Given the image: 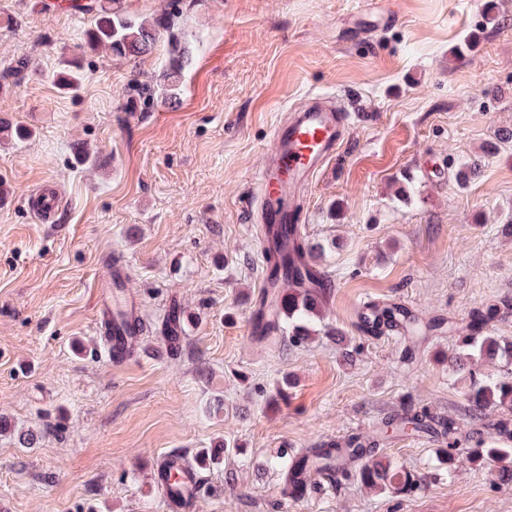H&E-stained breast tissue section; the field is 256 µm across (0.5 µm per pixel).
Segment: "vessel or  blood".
I'll return each instance as SVG.
<instances>
[{
  "instance_id": "obj_1",
  "label": "vessel or blood",
  "mask_w": 512,
  "mask_h": 512,
  "mask_svg": "<svg viewBox=\"0 0 512 512\" xmlns=\"http://www.w3.org/2000/svg\"><path fill=\"white\" fill-rule=\"evenodd\" d=\"M346 113L335 107L317 103L298 113L287 124L278 126L274 134L276 154L273 162L259 178L262 225L294 223L300 196L309 186L320 162L328 159L342 142ZM62 209L61 198L53 183H45L29 197L33 219L41 224L52 221ZM109 290L96 301V324L100 330H111L108 344L116 360H123L137 344L141 334L136 299L125 292L130 274L125 264L109 268ZM123 304L127 321L112 325L116 304ZM172 458H163L156 480L172 512H190L199 491L200 476L191 465H183L180 480H171L168 469Z\"/></svg>"
}]
</instances>
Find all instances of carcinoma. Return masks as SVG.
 <instances>
[{"label":"carcinoma","instance_id":"cac0c4a2","mask_svg":"<svg viewBox=\"0 0 512 512\" xmlns=\"http://www.w3.org/2000/svg\"><path fill=\"white\" fill-rule=\"evenodd\" d=\"M103 8L92 3L84 6L94 14V24L86 32L85 46L91 51H105L114 56L136 59L151 52L156 42V29L147 21L128 17L119 3ZM177 52L176 65L162 72L157 89L165 100L178 99L180 71L191 63L189 52L174 47ZM55 81L60 89L77 92L84 81L80 66L65 61L56 72ZM296 227L288 225V253L282 254L266 249L263 253L265 279L273 292L262 293L256 316L257 341L278 344L283 338L295 346L313 334L337 335L336 329L324 323L329 290L322 272L314 259L322 250L306 242L304 237L294 238ZM499 308L495 305L476 308L470 315L466 334L462 337L458 351L448 362L467 372L469 379L467 401L471 417L475 421L483 418L491 407L512 410V375H494L477 368L478 361L503 360L512 364V341L505 342L494 335L493 322ZM400 326L403 333L412 339L420 338L432 326L423 325L413 315L396 305H385L360 319L361 330L368 335H382ZM427 434L441 440L439 453L448 470H453L459 458L460 448L466 447V459L478 466H497L498 480L512 483V419L503 417L493 427V432L481 430L463 434L453 418L441 419L427 409H409L403 414L382 423L376 439L368 442L363 436L351 433L341 440L332 441L322 448H311L304 453L282 452L270 465L281 472L285 492H305L308 484L298 479L309 471L327 477L331 483L339 479L353 480L380 493L390 491L413 493L420 489L422 477L412 470L394 464L382 456L375 457L354 468L352 463L371 454L377 446V438L392 435ZM224 448H203L195 457L197 468L204 470L222 463Z\"/></svg>","mask_w":512,"mask_h":512}]
</instances>
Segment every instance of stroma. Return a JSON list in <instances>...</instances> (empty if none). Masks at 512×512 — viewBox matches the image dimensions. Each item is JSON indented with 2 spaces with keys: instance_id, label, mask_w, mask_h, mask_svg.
Returning a JSON list of instances; mask_svg holds the SVG:
<instances>
[{
  "instance_id": "1",
  "label": "stroma",
  "mask_w": 512,
  "mask_h": 512,
  "mask_svg": "<svg viewBox=\"0 0 512 512\" xmlns=\"http://www.w3.org/2000/svg\"><path fill=\"white\" fill-rule=\"evenodd\" d=\"M39 2L0 0V120L27 130L0 134V416L12 426L0 512H167L153 463L221 443L237 452L204 471L192 512H512V484L448 470L429 438L380 445L427 474L409 495L320 477L292 502L269 464L373 434L410 404L472 427L447 357L482 305H501L493 329L512 340V142L499 141L512 129V0H122L135 19L174 23L192 54L174 105L134 89L168 66L167 33L134 60L92 52L91 14ZM72 59L85 74L75 96L52 79ZM346 97L345 139L301 212L345 340L259 346L258 177L273 131L314 99ZM469 160L480 168L462 188L454 171ZM46 181L65 206L38 224L26 196ZM114 255L148 327L121 367L94 327ZM367 301L441 329L414 345L365 336ZM173 302L184 337L170 356L158 334ZM285 377L289 403H270ZM26 430L35 447L18 444Z\"/></svg>"
}]
</instances>
